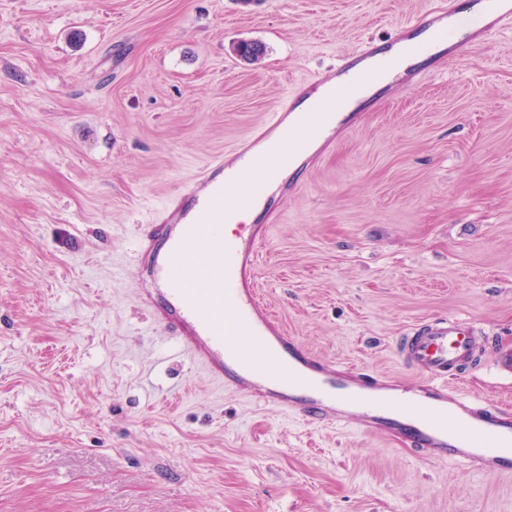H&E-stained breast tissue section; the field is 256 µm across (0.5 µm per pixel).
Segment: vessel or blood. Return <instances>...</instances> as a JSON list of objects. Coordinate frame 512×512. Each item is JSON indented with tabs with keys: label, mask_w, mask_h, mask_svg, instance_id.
<instances>
[{
	"label": "vessel or blood",
	"mask_w": 512,
	"mask_h": 512,
	"mask_svg": "<svg viewBox=\"0 0 512 512\" xmlns=\"http://www.w3.org/2000/svg\"><path fill=\"white\" fill-rule=\"evenodd\" d=\"M449 13L434 9L406 23V33L444 36ZM512 28V5L480 27V38ZM373 43L343 58L341 72L363 74L375 57ZM297 102L286 97L267 123L226 153L213 157L183 183L155 223L142 225L137 259L144 287L141 305L178 354L188 356L215 382L263 405L292 412L308 422L357 423L428 456L454 461L486 476L512 471V412L493 402L455 392L448 375L472 365L474 328L443 318L406 336L401 354L422 377L408 384L336 367L302 349L273 321L254 285L263 224L246 237L225 240L224 192L244 189L274 131L285 128ZM243 203H251L246 193ZM212 260L195 266L196 253Z\"/></svg>",
	"instance_id": "vessel-or-blood-1"
}]
</instances>
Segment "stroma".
Returning a JSON list of instances; mask_svg holds the SVG:
<instances>
[{"label": "stroma", "mask_w": 512, "mask_h": 512, "mask_svg": "<svg viewBox=\"0 0 512 512\" xmlns=\"http://www.w3.org/2000/svg\"><path fill=\"white\" fill-rule=\"evenodd\" d=\"M446 1L471 18L475 0H0V512H512L511 472L260 406L172 356L137 300V227L182 181ZM419 68L269 198L259 298L307 351L408 383L405 336L470 319L482 357L448 385L512 411V30Z\"/></svg>", "instance_id": "35a3bbf8"}]
</instances>
